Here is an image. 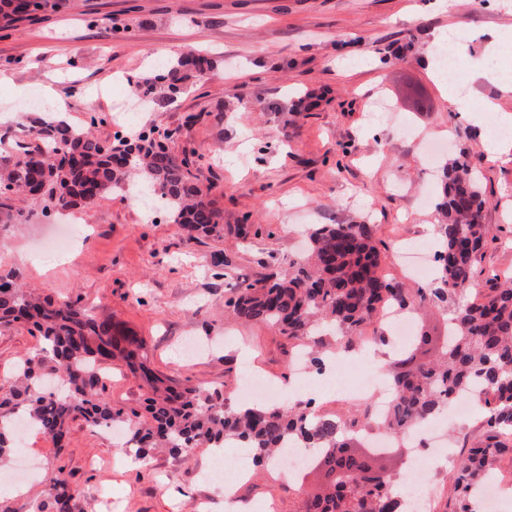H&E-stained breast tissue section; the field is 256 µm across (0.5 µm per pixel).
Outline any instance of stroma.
Returning <instances> with one entry per match:
<instances>
[{"mask_svg": "<svg viewBox=\"0 0 512 512\" xmlns=\"http://www.w3.org/2000/svg\"><path fill=\"white\" fill-rule=\"evenodd\" d=\"M453 26L469 47L471 68H512V45H485L491 32L512 27V2L453 0H69L50 24L29 20L0 27V137L26 142L14 118L22 103L44 90L76 124L102 116L95 134L113 139L131 126L180 128L174 154L193 149L191 169L224 224V236L200 243L179 225L150 220L122 191L79 211L82 235L67 259L38 260L36 246L50 233L43 224L0 227V271L57 301L78 298L99 318L123 324L145 342L147 365L176 382L234 393L240 366L250 360L278 384L292 372L286 339L263 323L228 324L224 302L232 286L287 268L297 252L294 235L317 224H374L385 273L410 275L398 258L404 239L436 244L435 196L443 166L467 157L480 174L486 200L482 220L495 241L477 278L512 273V151L490 155L495 133L451 112L428 57L437 28ZM195 47L212 69L197 75V92L136 110L121 78L140 76L164 58ZM111 96H95L96 87ZM395 106L374 116L377 97ZM262 234L239 237L244 223ZM228 264L215 276V254ZM206 353L185 359V339ZM38 339L20 325L0 328V392L12 368L32 354ZM105 395L124 410L140 409L145 391L120 360L107 362ZM67 448L44 435H22L19 446L41 465L38 477L0 480L11 512H33L56 470L70 480L72 512H227L220 478L201 447L134 461L132 448H115L107 430L70 424ZM317 475H268L252 469L238 500L246 512L275 501L296 512L298 497L314 491ZM28 494L9 495L11 486Z\"/></svg>", "mask_w": 512, "mask_h": 512, "instance_id": "35a3bbf8", "label": "stroma"}]
</instances>
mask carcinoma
I'll return each mask as SVG.
<instances>
[{
  "mask_svg": "<svg viewBox=\"0 0 512 512\" xmlns=\"http://www.w3.org/2000/svg\"><path fill=\"white\" fill-rule=\"evenodd\" d=\"M67 0H0V17L12 23L54 12ZM212 67L196 53L170 58L158 74L134 83L142 104L169 102L188 88L191 76ZM33 133L26 144L0 140V225L27 224L39 208L44 218L96 203L112 190L137 178L135 188L162 200L172 221L188 239L221 238V215L195 182L188 158L178 159L141 130L112 145L91 128L55 112L51 117L26 116ZM123 148L126 163H112L111 147ZM484 199L480 179L469 161L458 160L443 173L437 203L441 248L435 261L440 276L432 296L440 303L476 287L482 250L495 240L482 222ZM375 224H318L307 234L306 255L288 268L231 289L225 306L242 324L265 323L288 342L303 344L323 325L349 338L379 317L393 302L414 311L426 301L414 297L404 283L381 270ZM493 285L473 303L453 302L448 309V334L431 337L419 330L412 345L388 366L395 399L379 425L394 435L433 420L478 384L483 391L484 439L460 454L448 473L455 512H474V494L498 458L512 455V278L492 277ZM25 323L37 336L34 354L15 368V385L0 397V462L10 459L21 438L14 424L26 420L52 438L59 448L68 443L69 423L82 419L93 429L124 422L138 456L164 448L186 455L199 447L217 448L233 439L262 462L292 442L317 448L310 468L323 473L320 489L302 497L299 512H399L391 477L376 473L377 460L360 449L356 427L368 411L343 415L320 412L305 404L282 410L249 405L228 410L224 392L199 386L173 387L146 366L144 341L118 325L94 315L79 301L52 302L24 290L15 274L0 273V325ZM121 358L141 374L150 389L142 411H124L105 396L100 364ZM57 375L64 394L44 389V378ZM71 487L59 470L50 480L37 512H71Z\"/></svg>",
  "mask_w": 512,
  "mask_h": 512,
  "instance_id": "1",
  "label": "carcinoma"
}]
</instances>
